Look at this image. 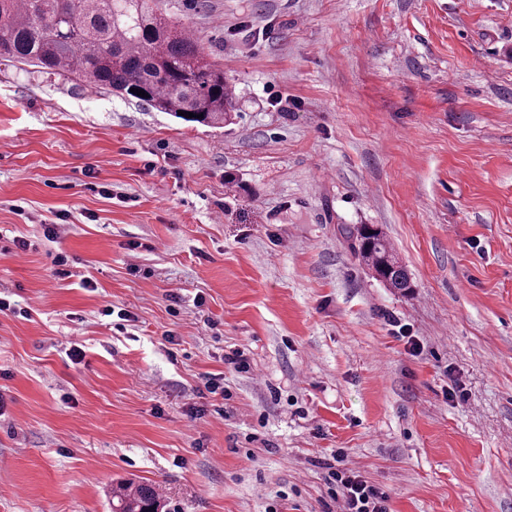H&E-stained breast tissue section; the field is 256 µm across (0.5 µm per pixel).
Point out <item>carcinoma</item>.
I'll return each instance as SVG.
<instances>
[{
    "label": "carcinoma",
    "instance_id": "cac0c4a2",
    "mask_svg": "<svg viewBox=\"0 0 512 512\" xmlns=\"http://www.w3.org/2000/svg\"><path fill=\"white\" fill-rule=\"evenodd\" d=\"M0 60L136 97L158 112H192L193 122L222 125L235 111L223 65L161 11L159 0H0ZM351 234L355 255L377 279L402 293L411 291L412 278L381 228L360 224ZM159 507L152 483L112 490V512Z\"/></svg>",
    "mask_w": 512,
    "mask_h": 512
}]
</instances>
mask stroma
I'll list each match as a JSON object with an SVG mask.
<instances>
[{
	"instance_id": "1",
	"label": "stroma",
	"mask_w": 512,
	"mask_h": 512,
	"mask_svg": "<svg viewBox=\"0 0 512 512\" xmlns=\"http://www.w3.org/2000/svg\"><path fill=\"white\" fill-rule=\"evenodd\" d=\"M161 6L224 127L0 62V512H337V448L391 512H512V0ZM350 233L355 242V255L374 272L377 279L401 293L411 292V288H414L412 278L381 228L373 224H360ZM160 505L152 483H126L112 489V512H156Z\"/></svg>"
}]
</instances>
